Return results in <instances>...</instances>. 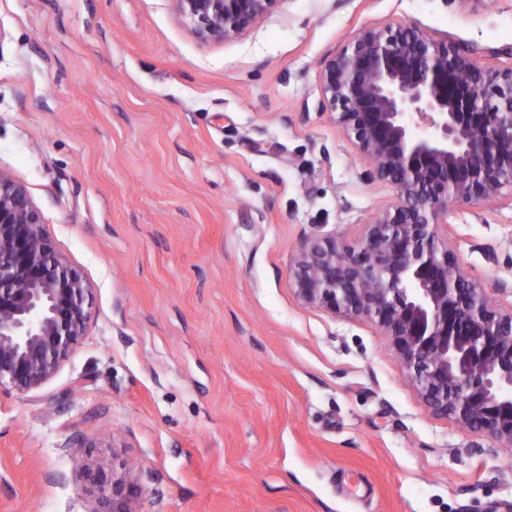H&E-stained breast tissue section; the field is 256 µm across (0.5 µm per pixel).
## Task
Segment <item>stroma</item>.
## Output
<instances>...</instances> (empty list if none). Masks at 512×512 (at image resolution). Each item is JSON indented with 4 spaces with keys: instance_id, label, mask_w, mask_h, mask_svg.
<instances>
[{
    "instance_id": "35a3bbf8",
    "label": "stroma",
    "mask_w": 512,
    "mask_h": 512,
    "mask_svg": "<svg viewBox=\"0 0 512 512\" xmlns=\"http://www.w3.org/2000/svg\"><path fill=\"white\" fill-rule=\"evenodd\" d=\"M401 22L512 64V0H280L198 43L171 0H0V170L92 291L55 375L0 392V512H512V458L433 414L368 319L303 304L308 236L393 204L321 108L323 63ZM466 272L512 306V208L455 205ZM120 468L112 465V480H108L101 463L91 460L85 464V471L94 474L93 483L96 484L99 508L94 512H139L136 505L145 492L144 487L132 477L126 464H119ZM112 510H100L110 508Z\"/></svg>"
}]
</instances>
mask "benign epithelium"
Returning a JSON list of instances; mask_svg holds the SVG:
<instances>
[{
	"label": "benign epithelium",
	"instance_id": "obj_1",
	"mask_svg": "<svg viewBox=\"0 0 512 512\" xmlns=\"http://www.w3.org/2000/svg\"><path fill=\"white\" fill-rule=\"evenodd\" d=\"M204 44L232 40L280 0H171ZM322 107L397 200L356 245L305 239L289 280L328 315L365 317L430 411L512 447V307L492 304L437 226L449 207H512V66L482 63L420 27L361 30L320 74ZM91 289L53 249L25 187L0 170V390L47 382L82 339ZM102 512H139L126 464L91 460Z\"/></svg>",
	"mask_w": 512,
	"mask_h": 512
}]
</instances>
